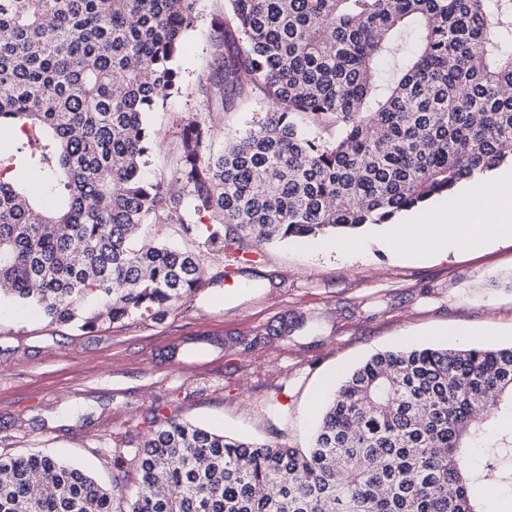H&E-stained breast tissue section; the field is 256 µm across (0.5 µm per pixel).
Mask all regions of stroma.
Segmentation results:
<instances>
[{
	"label": "stroma",
	"mask_w": 512,
	"mask_h": 512,
	"mask_svg": "<svg viewBox=\"0 0 512 512\" xmlns=\"http://www.w3.org/2000/svg\"><path fill=\"white\" fill-rule=\"evenodd\" d=\"M223 9L224 0L197 2L180 92L150 115L160 146L149 171L168 168L181 120L200 108L196 79ZM394 231H358L352 251L327 235L204 255L200 289L159 323L84 332L0 302V455H53L130 496L134 451L153 417L303 448L340 381L374 353L512 344L511 238L402 253L383 244ZM115 439L127 458L120 470Z\"/></svg>",
	"instance_id": "35a3bbf8"
}]
</instances>
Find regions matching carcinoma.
<instances>
[{"instance_id":"1","label":"carcinoma","mask_w":512,"mask_h":512,"mask_svg":"<svg viewBox=\"0 0 512 512\" xmlns=\"http://www.w3.org/2000/svg\"><path fill=\"white\" fill-rule=\"evenodd\" d=\"M195 5L0 0V132L24 135L36 181L0 176L6 297L85 330L161 321L198 289L204 249L386 224L512 162V0H225L197 77L207 117L149 179L147 114L179 92ZM251 96L272 111L215 145L212 115ZM149 224L196 248L141 242ZM135 457L126 509L117 482L1 455L0 512H486L512 483V345L371 356L305 449L168 418Z\"/></svg>"}]
</instances>
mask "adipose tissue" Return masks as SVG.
I'll return each mask as SVG.
<instances>
[{"label": "adipose tissue", "instance_id": "1", "mask_svg": "<svg viewBox=\"0 0 512 512\" xmlns=\"http://www.w3.org/2000/svg\"><path fill=\"white\" fill-rule=\"evenodd\" d=\"M493 219L495 232L512 237V194L484 183H476L468 201L452 207L445 205L422 212L393 244L397 247H428L443 252L482 242L487 233L485 219Z\"/></svg>", "mask_w": 512, "mask_h": 512}]
</instances>
